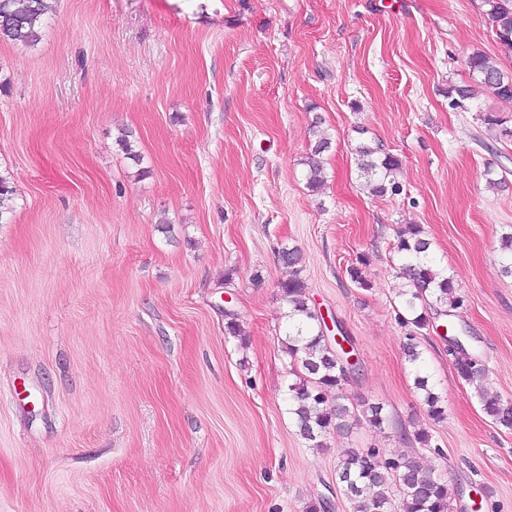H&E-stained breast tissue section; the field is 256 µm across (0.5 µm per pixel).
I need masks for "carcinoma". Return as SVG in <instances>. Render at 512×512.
<instances>
[{
	"label": "carcinoma",
	"mask_w": 512,
	"mask_h": 512,
	"mask_svg": "<svg viewBox=\"0 0 512 512\" xmlns=\"http://www.w3.org/2000/svg\"><path fill=\"white\" fill-rule=\"evenodd\" d=\"M484 5L501 54L512 56V0H484ZM54 9L55 0H0V37L24 45L35 44L41 39L46 16ZM467 66L475 84L453 86L448 94L467 100L483 88L501 99L512 100V74L503 72L497 59L474 52L468 56ZM328 148V138L321 136L305 159L307 185L313 191L324 183L321 155ZM355 156L360 177L371 195L399 192V185L393 179L400 167L397 157L380 156L377 148L365 142L355 148ZM15 198L16 190L0 175V222L14 212ZM392 249L401 259V278L407 281V288L399 294L405 312L400 317L403 324L422 329L429 324V311L461 306L453 276L437 260L420 225L397 228ZM279 256L290 268V275L280 282L279 290L288 305L284 349L292 371L299 372L298 380L288 385L290 413L299 435L312 443V447L320 448L324 436L335 430L349 431L361 417L374 428L384 427L389 416L382 403L364 401L356 410L340 403L341 396H333L347 376L322 330L319 311L308 304L302 279V254L296 247H284ZM447 331L452 333V354L458 376L473 388L492 421L512 429V403L488 392L487 371L465 349L453 322H448ZM404 354L415 370L414 384L423 392V405L429 418L443 420L445 408L429 385L428 376L423 374L421 352L411 332L406 337ZM381 454L378 448H342L338 452L336 480L339 491L351 504V512H390L395 499L399 500L400 512H449L450 492L442 476L423 470L406 454H394L383 462Z\"/></svg>",
	"instance_id": "cac0c4a2"
}]
</instances>
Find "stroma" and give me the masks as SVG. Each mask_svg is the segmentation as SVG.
<instances>
[{"instance_id": "1", "label": "stroma", "mask_w": 512, "mask_h": 512, "mask_svg": "<svg viewBox=\"0 0 512 512\" xmlns=\"http://www.w3.org/2000/svg\"><path fill=\"white\" fill-rule=\"evenodd\" d=\"M476 51L512 71L482 0H56L37 44L0 40L17 191L0 222V512H306L320 496L350 512L341 448L416 457L451 512H512V430L458 377L438 315L416 333L445 408L427 415L392 251L399 225L425 229L469 352L512 401V142L483 121L512 124V101L448 95ZM362 142L399 158L400 194L364 188ZM286 245L356 350L345 403H383L385 429L298 435ZM360 255L365 289L347 274ZM329 148V140L327 137L319 136L311 149L310 154L305 159L306 180L308 187L315 191L324 183L325 174L321 155Z\"/></svg>"}]
</instances>
